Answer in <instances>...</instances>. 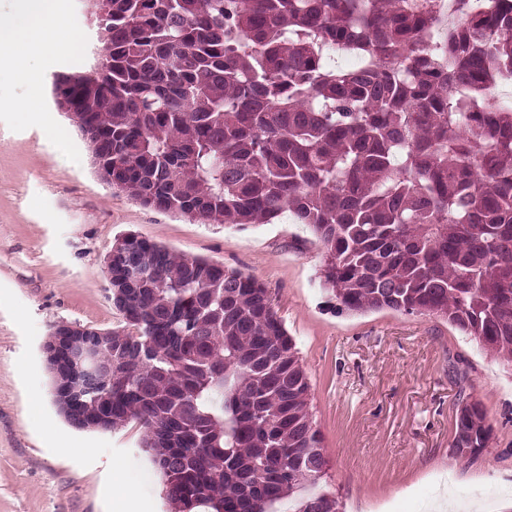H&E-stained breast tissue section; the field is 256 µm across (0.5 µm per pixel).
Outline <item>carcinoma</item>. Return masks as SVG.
I'll list each match as a JSON object with an SVG mask.
<instances>
[{"mask_svg": "<svg viewBox=\"0 0 512 512\" xmlns=\"http://www.w3.org/2000/svg\"><path fill=\"white\" fill-rule=\"evenodd\" d=\"M93 67L52 92L141 204L241 229L288 211L339 312L440 317L512 368V0H90ZM358 59L352 69L329 51ZM111 373L55 405L134 419L172 512H338L296 344L256 277L127 235ZM490 439L459 399L451 443Z\"/></svg>", "mask_w": 512, "mask_h": 512, "instance_id": "obj_1", "label": "carcinoma"}]
</instances>
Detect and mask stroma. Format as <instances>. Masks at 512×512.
Instances as JSON below:
<instances>
[{"mask_svg":"<svg viewBox=\"0 0 512 512\" xmlns=\"http://www.w3.org/2000/svg\"><path fill=\"white\" fill-rule=\"evenodd\" d=\"M76 49L44 54V84L94 65L89 0H62ZM12 69L0 70V512H170L134 421L71 427L54 403L42 345L58 324L124 325L104 257L135 234L261 280L297 343L310 412L342 512H433L448 499L512 512V373L433 315L335 311L320 284L323 250L290 215L245 229L158 212L99 178L79 131L49 137ZM492 432L472 460L453 456L459 394Z\"/></svg>","mask_w":512,"mask_h":512,"instance_id":"obj_1","label":"stroma"}]
</instances>
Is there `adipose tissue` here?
I'll return each instance as SVG.
<instances>
[{"label": "adipose tissue", "instance_id": "obj_1", "mask_svg": "<svg viewBox=\"0 0 512 512\" xmlns=\"http://www.w3.org/2000/svg\"><path fill=\"white\" fill-rule=\"evenodd\" d=\"M60 29V0H11L9 12L0 14V51L7 54L12 70L29 86L21 102L25 111H40L44 93L32 60L47 51L73 49L79 44L74 34L59 39Z\"/></svg>", "mask_w": 512, "mask_h": 512}]
</instances>
